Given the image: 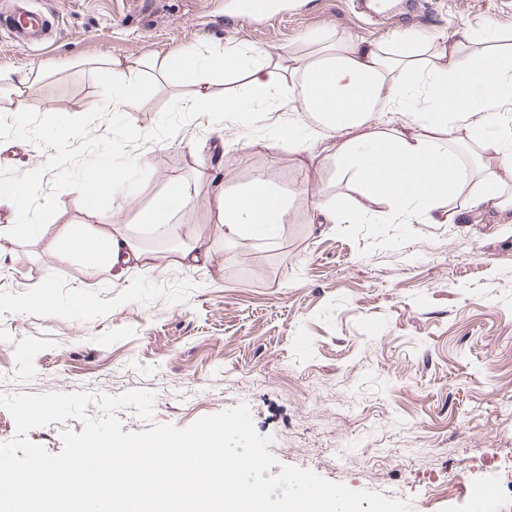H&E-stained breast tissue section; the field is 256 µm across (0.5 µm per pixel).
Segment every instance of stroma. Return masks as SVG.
Segmentation results:
<instances>
[{
	"mask_svg": "<svg viewBox=\"0 0 512 512\" xmlns=\"http://www.w3.org/2000/svg\"><path fill=\"white\" fill-rule=\"evenodd\" d=\"M236 3L27 0L54 16L57 35L26 45L0 26V114L83 115L107 98L102 63L115 58L144 87L128 116L148 132L195 90L192 79L166 76L164 46L250 45L285 60L320 32L388 47L406 30L425 43L488 22L512 35V0H394L382 15L355 0H280L256 25L237 20ZM127 152L149 170L139 191L118 193L103 213L63 191L54 223L153 249L179 246L196 227L208 260L95 268L49 237L18 238L0 257V394L153 392L152 419L118 410L127 432L184 429L243 402L273 439L272 474L295 465L411 502L413 512H470L469 485L512 476V223L495 207L466 224H394L381 211L317 224L322 197L335 196L341 213L360 198L336 161L303 169L291 147L205 116ZM47 157L0 141V169L24 173ZM258 174L288 196L279 237L224 240L211 200ZM176 182L193 198L159 238L139 215ZM337 443L344 455H329Z\"/></svg>",
	"mask_w": 512,
	"mask_h": 512,
	"instance_id": "stroma-1",
	"label": "stroma"
}]
</instances>
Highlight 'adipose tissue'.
<instances>
[{
    "label": "adipose tissue",
    "mask_w": 512,
    "mask_h": 512,
    "mask_svg": "<svg viewBox=\"0 0 512 512\" xmlns=\"http://www.w3.org/2000/svg\"><path fill=\"white\" fill-rule=\"evenodd\" d=\"M317 50L283 68L264 49H227L220 44L162 49L169 76L191 74L196 92L181 111L211 112L246 120L264 112H296L309 117L292 140L305 164L336 159L341 175L364 199L349 211L361 222L366 205H384L399 220L424 218L430 224L467 223L473 213L496 203L504 179L512 178V45L504 46L495 28L464 29L455 42L421 47L407 37L392 47L366 46L340 36H315ZM112 93L99 109L127 111L142 92L128 65L109 60ZM244 73L240 96L214 99V77ZM306 92L300 100L284 92L287 77ZM375 112H398L400 125L376 124ZM192 199L189 187L171 185L140 215L144 224H165ZM224 239L243 234L274 240L288 211L287 198L269 175L253 177L237 191H220L213 202ZM54 246L87 258L94 266L135 260L149 269L171 264L197 266L201 254L196 229L166 253L139 249L109 234L58 230L42 225Z\"/></svg>",
    "instance_id": "ef3b65f1"
}]
</instances>
